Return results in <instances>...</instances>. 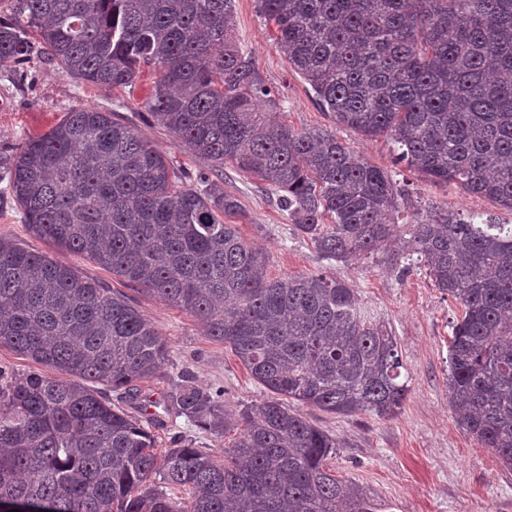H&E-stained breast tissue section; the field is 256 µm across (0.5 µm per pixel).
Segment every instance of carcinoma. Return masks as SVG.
<instances>
[{"mask_svg":"<svg viewBox=\"0 0 512 512\" xmlns=\"http://www.w3.org/2000/svg\"><path fill=\"white\" fill-rule=\"evenodd\" d=\"M0 68L41 57L97 86L154 75L145 108L208 162L188 183L112 112L71 110L0 152L31 234L82 254L203 323L273 397L246 408L224 462L191 441L158 450L138 399L168 347L123 294L0 237V348L51 373L0 371V501L52 512H377L332 471L338 441L286 401L397 416L409 392L398 342L324 272L267 275L266 253L225 218L224 163L278 194L318 259L423 264L461 316L448 343L460 429L512 469V225L433 208L398 223L408 190L327 129L273 124L278 105L232 35L234 0H12ZM275 43L338 126L386 135L394 164L512 211V0H256ZM164 413L227 427L222 392L167 376Z\"/></svg>","mask_w":512,"mask_h":512,"instance_id":"carcinoma-1","label":"carcinoma"}]
</instances>
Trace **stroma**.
<instances>
[{
	"label": "stroma",
	"mask_w": 512,
	"mask_h": 512,
	"mask_svg": "<svg viewBox=\"0 0 512 512\" xmlns=\"http://www.w3.org/2000/svg\"><path fill=\"white\" fill-rule=\"evenodd\" d=\"M255 5V0H234V36L254 59L264 83L278 93L280 106L273 110V117L297 130H335L354 154L373 165L394 168L387 136L371 138L335 127L310 86L289 68L276 46L273 26L257 13ZM26 70L20 80L0 70V151H14L27 135L47 132L71 109L93 107L135 126L178 173L191 175L204 169L203 160L182 148L174 134L146 112L150 77L141 78L131 89H112L77 82L38 58ZM396 170L398 179L411 184V206L401 212V221H408L413 212L439 206L464 217L512 225V211L491 199L465 194L452 183L428 181L404 167ZM224 189L239 200L241 211L233 221L244 239L267 253L269 277L325 268L328 275L356 288L362 309L386 324L397 338L410 386L397 417L340 416L313 407L301 410L307 420L339 441L337 454L329 461L337 474L370 492L378 512H512V470L505 469L490 449L465 435L451 410L448 342L460 311L434 288L425 268H413L400 278L371 259L321 265L310 242L294 235L274 192L257 188L254 178L229 164L224 167ZM0 237L17 240L81 275L101 280L128 297L156 328L170 348V361L165 375L142 383L139 403L162 401L170 390L168 373L180 370L188 371L199 386L223 389L231 430L214 433L180 418L156 433L158 447H170L174 436L183 435L214 460H223L225 449L239 435L236 423L241 410L269 396L229 346L206 336L192 315L127 286L83 255L33 237L5 196L0 198Z\"/></svg>",
	"instance_id": "stroma-1"
}]
</instances>
